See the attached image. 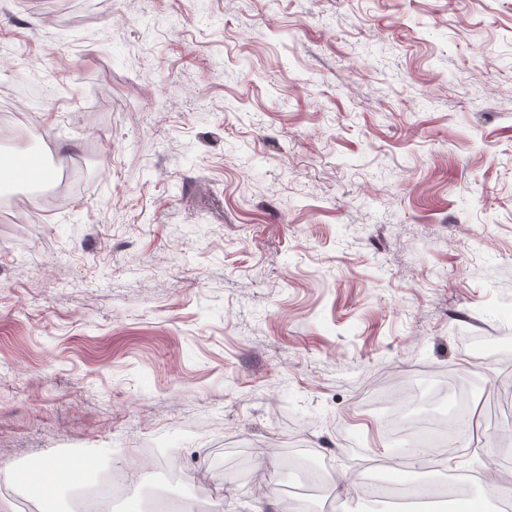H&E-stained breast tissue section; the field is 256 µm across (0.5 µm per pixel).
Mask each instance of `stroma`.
<instances>
[{"instance_id":"1","label":"stroma","mask_w":512,"mask_h":512,"mask_svg":"<svg viewBox=\"0 0 512 512\" xmlns=\"http://www.w3.org/2000/svg\"><path fill=\"white\" fill-rule=\"evenodd\" d=\"M0 159L74 160L38 223L0 214V512L131 472L200 512H401L360 483L512 502V0H0ZM454 373L476 434L410 465L397 380ZM333 485L304 494L306 460ZM62 459L54 458L52 461L44 463L41 471L45 475L52 477V483L49 488L56 487L63 484H74L80 480L77 468L67 469L64 466H69L68 461L61 463Z\"/></svg>"}]
</instances>
